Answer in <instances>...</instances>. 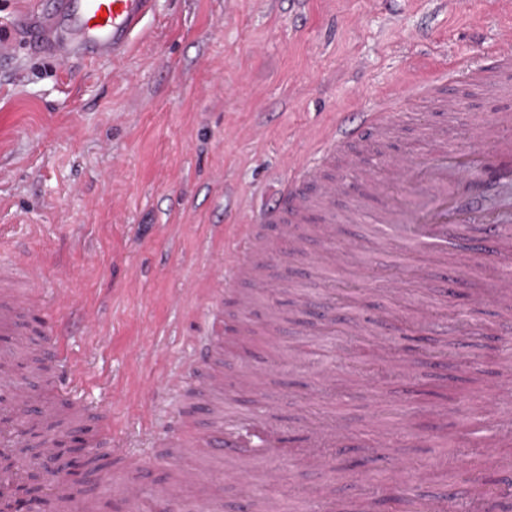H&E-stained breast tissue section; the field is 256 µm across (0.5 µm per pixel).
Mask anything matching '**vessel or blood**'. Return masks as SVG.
<instances>
[{
	"label": "vessel or blood",
	"instance_id": "b4317fda",
	"mask_svg": "<svg viewBox=\"0 0 512 512\" xmlns=\"http://www.w3.org/2000/svg\"><path fill=\"white\" fill-rule=\"evenodd\" d=\"M155 0H52L44 10L23 19L28 40L40 52L59 60L82 57L95 61L116 59L127 52L153 13ZM495 100L491 119L472 123L468 147L449 148L448 126L460 117L462 100ZM416 130L436 143L433 154L410 157L390 150L394 134L393 110L387 101L351 115L340 112L322 134L309 161L293 160L289 176L278 188L272 205L250 212L245 223L225 231L224 259L227 284H246L237 293L238 309L248 310L253 299L267 294L266 271L297 259L308 267L334 266L342 254L363 252L367 243L386 247L399 242L414 247L446 248L472 229L499 238L512 234V31L497 41L488 61H461L415 92ZM379 150L382 173L363 172L351 204L336 210L344 187L331 170L342 165L360 170L361 158ZM368 210L367 234L337 246V224H354ZM42 317L43 341L31 344L26 320ZM224 303L216 301L205 336L184 358L177 373L162 388L180 392L183 417L170 434L158 439L168 455L191 448L212 458L235 457L248 439L260 446L283 448L288 435L276 398H266L259 416L238 419L224 395ZM64 320L48 315L40 267L29 261L0 262V455H11L22 438L51 424L71 430L87 419L84 405L67 406L41 398L24 380L19 364L28 350L41 361L53 362L58 379H76L81 362L66 348ZM274 371L255 363L235 379L238 390L255 389ZM23 464L0 467V512H18ZM144 461L129 455L123 462L118 487L128 502L145 503L146 512H182L187 486L201 479L199 469L177 465L169 479L144 497Z\"/></svg>",
	"mask_w": 512,
	"mask_h": 512
}]
</instances>
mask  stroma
Here are the masks:
<instances>
[{"label":"stroma","instance_id":"35a3bbf8","mask_svg":"<svg viewBox=\"0 0 512 512\" xmlns=\"http://www.w3.org/2000/svg\"><path fill=\"white\" fill-rule=\"evenodd\" d=\"M50 0H0V262L26 254L45 272L47 293L67 288L69 349L83 360L65 394L112 423L117 451L142 457L145 487L168 478L175 461L152 439L171 430L182 400L155 397L138 409L140 388L163 377L204 333L214 271L224 261L217 224L242 223L252 205H268L290 159L306 154L305 133L337 113L365 108L378 95L396 103V147L427 153L415 134L411 84L461 60L480 61L512 16L491 0H156V10L129 52L116 61L66 63L22 42L21 17ZM474 239L450 243L445 254L394 246L342 255L334 271L294 266L288 293L256 298L246 321L253 351L279 368L260 388L234 395L237 414L259 410L264 394L281 399L293 430L313 432L330 419L348 425L330 465L312 463L304 446L239 452L236 459L194 460L205 479L184 492L186 512H204L209 486L223 489V512L272 499L278 512H318L325 498L360 495L347 464L379 436L364 470L377 480L387 461L406 457L425 469L445 462L440 435L487 408L496 376L468 386L458 404L432 405L411 394L414 381L441 383L454 375L418 356L382 380L359 357L376 338L391 350L405 341L383 310L415 319L433 309L423 334L453 347L475 370L485 369L483 336L512 339V308L498 297L489 270L512 267V239L493 253H473ZM400 266L402 301L385 282L358 272ZM483 310L469 306L474 291ZM286 311L271 334L256 325L269 300ZM98 314L85 330L83 311ZM165 350L155 364L128 357ZM305 365L292 364L294 354ZM336 372L334 392L316 378L320 364ZM116 389L130 391L113 402ZM232 469L252 479H227ZM284 473L268 487L263 474Z\"/></svg>","mask_w":512,"mask_h":512}]
</instances>
